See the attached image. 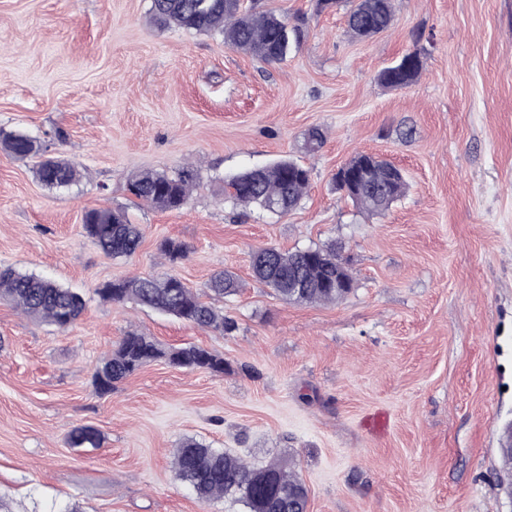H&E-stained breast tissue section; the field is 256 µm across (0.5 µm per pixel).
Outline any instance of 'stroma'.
<instances>
[{"instance_id":"1","label":"stroma","mask_w":512,"mask_h":512,"mask_svg":"<svg viewBox=\"0 0 512 512\" xmlns=\"http://www.w3.org/2000/svg\"><path fill=\"white\" fill-rule=\"evenodd\" d=\"M151 0H0V129L34 138L82 179L50 190L33 160L0 149V267L79 293L68 330L0 301V500L10 512H245L198 502L173 453L193 437L262 466L294 459L309 512H512L500 461L512 430V0H398L385 32H348L347 8L252 0L307 20L299 48L268 65L221 37L158 28ZM416 49L423 69L398 90L382 69ZM320 129L319 152L306 136ZM401 168L406 194L386 215L359 212L334 186L355 154ZM288 158L311 170L285 217L225 202V177ZM194 164L188 204L132 198L141 171ZM123 210L142 243L105 255L88 210ZM168 238L186 258L169 263ZM343 246L345 300L295 305L252 274L265 246ZM219 300L237 328L219 335L96 293L107 280L178 273ZM136 330L163 347L223 357L215 375L154 362L112 392L96 365ZM385 412L382 434L364 426ZM97 448H71L77 426ZM90 426H78L73 428L68 436L67 443L71 448H97L101 445V434L98 430Z\"/></svg>"}]
</instances>
